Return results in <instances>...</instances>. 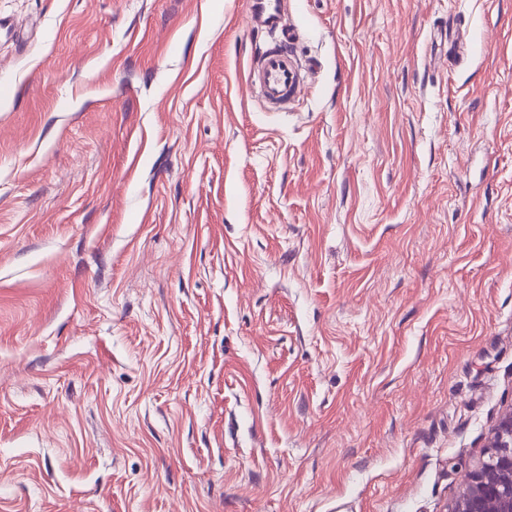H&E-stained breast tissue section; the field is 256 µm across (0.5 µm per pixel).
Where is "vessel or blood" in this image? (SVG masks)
<instances>
[{
    "label": "vessel or blood",
    "instance_id": "vessel-or-blood-1",
    "mask_svg": "<svg viewBox=\"0 0 512 512\" xmlns=\"http://www.w3.org/2000/svg\"><path fill=\"white\" fill-rule=\"evenodd\" d=\"M246 10L255 27L273 32L280 24L283 0H247ZM249 72L257 76L259 96L270 109L282 108L288 100L298 97L303 88L295 69L293 52L285 38L275 40L253 59Z\"/></svg>",
    "mask_w": 512,
    "mask_h": 512
}]
</instances>
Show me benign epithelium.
<instances>
[{
    "instance_id": "benign-epithelium-1",
    "label": "benign epithelium",
    "mask_w": 512,
    "mask_h": 512,
    "mask_svg": "<svg viewBox=\"0 0 512 512\" xmlns=\"http://www.w3.org/2000/svg\"><path fill=\"white\" fill-rule=\"evenodd\" d=\"M448 512H512V409L499 417Z\"/></svg>"
}]
</instances>
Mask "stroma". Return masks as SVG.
Listing matches in <instances>:
<instances>
[{
    "label": "stroma",
    "instance_id": "1",
    "mask_svg": "<svg viewBox=\"0 0 512 512\" xmlns=\"http://www.w3.org/2000/svg\"><path fill=\"white\" fill-rule=\"evenodd\" d=\"M0 512H448L512 408V0H0ZM283 5L282 0H249L246 2L247 16L255 27L275 32L280 24ZM289 42V37L275 40L249 66L248 80L257 74L259 96L268 109L282 108L288 100L298 97L303 88Z\"/></svg>",
    "mask_w": 512,
    "mask_h": 512
}]
</instances>
